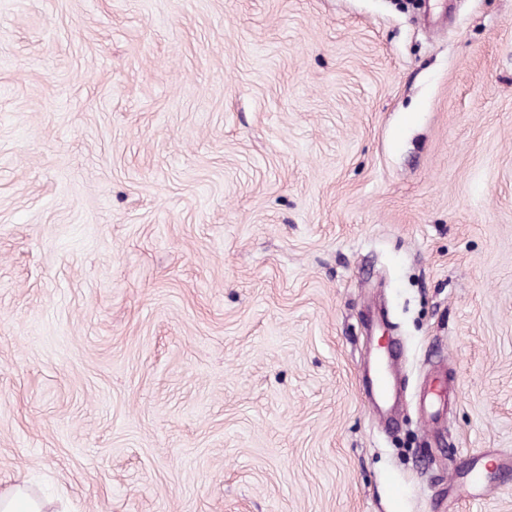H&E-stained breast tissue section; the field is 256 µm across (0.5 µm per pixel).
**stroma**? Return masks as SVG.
<instances>
[{"mask_svg": "<svg viewBox=\"0 0 512 512\" xmlns=\"http://www.w3.org/2000/svg\"><path fill=\"white\" fill-rule=\"evenodd\" d=\"M505 457L512 0H0V486L512 512ZM398 364V350L394 344L379 349L373 356L371 372L365 379L364 388L372 408L378 414L387 411L395 396L396 385L392 374Z\"/></svg>", "mask_w": 512, "mask_h": 512, "instance_id": "obj_1", "label": "stroma"}]
</instances>
